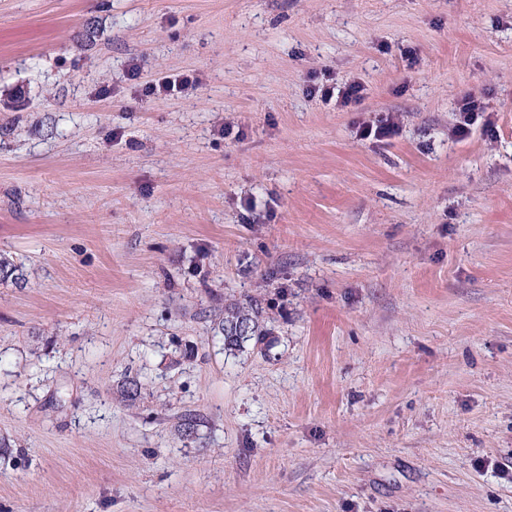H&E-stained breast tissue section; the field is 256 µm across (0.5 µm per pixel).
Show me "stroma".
<instances>
[{
    "mask_svg": "<svg viewBox=\"0 0 512 512\" xmlns=\"http://www.w3.org/2000/svg\"><path fill=\"white\" fill-rule=\"evenodd\" d=\"M0 253V512H512V0H0ZM200 85L198 78L190 77L188 75H179L175 77H164L154 84L153 90L163 92L165 94L179 93L189 95L195 91ZM455 112L456 124L452 132L455 136L463 138L470 133V126L474 124L477 112H484V105L477 97L468 95L457 102ZM398 130V123L394 121L392 115H388L386 118L379 120L377 124H363L357 132V135L361 140L369 138L381 140L393 136ZM261 302L256 299H249L242 306L235 307L228 312L221 323H219V333L224 338V347H240L247 341L254 340V345L263 343L266 331L260 324V318L263 314ZM245 324L244 332H239L238 327ZM240 325V326H239Z\"/></svg>",
    "mask_w": 512,
    "mask_h": 512,
    "instance_id": "35a3bbf8",
    "label": "stroma"
}]
</instances>
